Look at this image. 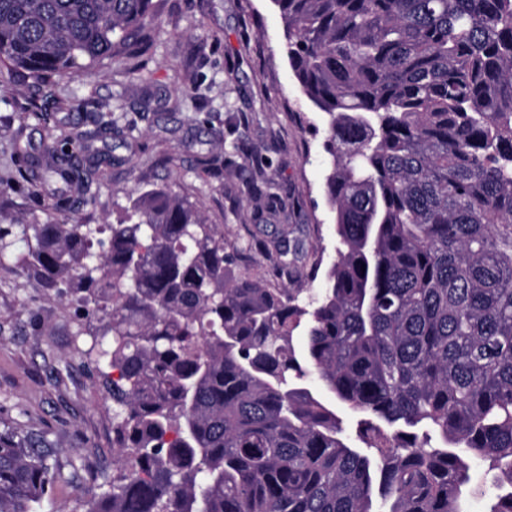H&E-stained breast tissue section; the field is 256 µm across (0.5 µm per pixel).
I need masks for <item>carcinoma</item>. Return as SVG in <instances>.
I'll return each instance as SVG.
<instances>
[{"label":"carcinoma","mask_w":512,"mask_h":512,"mask_svg":"<svg viewBox=\"0 0 512 512\" xmlns=\"http://www.w3.org/2000/svg\"><path fill=\"white\" fill-rule=\"evenodd\" d=\"M273 2L326 121L336 257L307 301L302 242L252 237L280 282L237 273L169 187L112 224L0 228V256L26 240L37 285L67 284L107 339L115 475L87 512H512V0ZM152 5L0 0V66L142 72ZM47 140L16 146L32 179L81 194L80 136ZM57 478L41 440L0 433V512Z\"/></svg>","instance_id":"1"}]
</instances>
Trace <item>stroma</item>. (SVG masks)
Listing matches in <instances>:
<instances>
[{
    "instance_id": "1",
    "label": "stroma",
    "mask_w": 512,
    "mask_h": 512,
    "mask_svg": "<svg viewBox=\"0 0 512 512\" xmlns=\"http://www.w3.org/2000/svg\"><path fill=\"white\" fill-rule=\"evenodd\" d=\"M150 76L117 57L53 79L44 100L39 78L0 69V225L115 221L137 189L167 185L246 245L264 225H286L335 257L334 215L324 194V116L303 94L284 50L273 0H153ZM108 103L111 138L89 144L102 161L84 202L59 210L16 177L15 139L39 143L45 123L75 134L92 130ZM220 130L223 141L212 133ZM261 168L265 194L250 196L237 168ZM13 239L0 260V431L45 441L60 474L39 512H87L112 477L113 407L86 352L79 304L62 288L37 287L16 260Z\"/></svg>"
}]
</instances>
